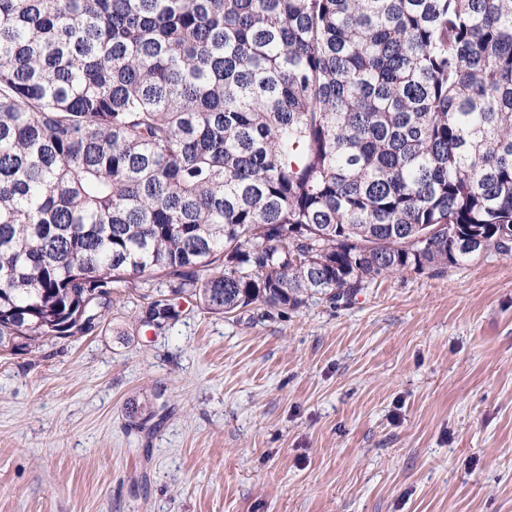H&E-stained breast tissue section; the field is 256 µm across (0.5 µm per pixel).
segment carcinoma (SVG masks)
<instances>
[{"mask_svg":"<svg viewBox=\"0 0 512 512\" xmlns=\"http://www.w3.org/2000/svg\"><path fill=\"white\" fill-rule=\"evenodd\" d=\"M510 242L512 0H0L1 349Z\"/></svg>","mask_w":512,"mask_h":512,"instance_id":"cac0c4a2","label":"carcinoma"}]
</instances>
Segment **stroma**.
Instances as JSON below:
<instances>
[{
  "label": "stroma",
  "mask_w": 512,
  "mask_h": 512,
  "mask_svg": "<svg viewBox=\"0 0 512 512\" xmlns=\"http://www.w3.org/2000/svg\"><path fill=\"white\" fill-rule=\"evenodd\" d=\"M147 291L0 354V512H512V254L159 328Z\"/></svg>",
  "instance_id": "obj_1"
}]
</instances>
